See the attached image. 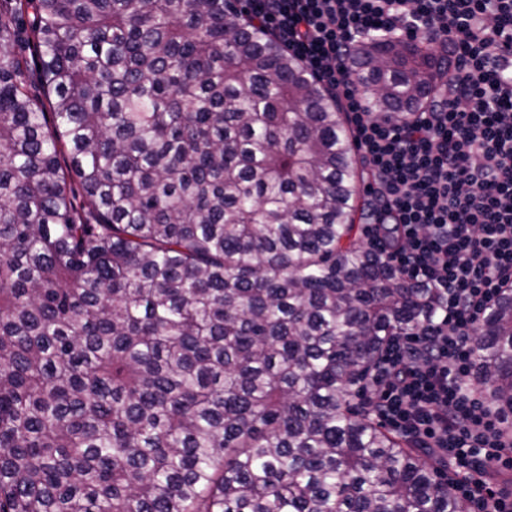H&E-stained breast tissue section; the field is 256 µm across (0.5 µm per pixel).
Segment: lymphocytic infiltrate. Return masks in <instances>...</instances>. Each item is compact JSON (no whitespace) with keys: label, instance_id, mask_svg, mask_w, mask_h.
<instances>
[{"label":"lymphocytic infiltrate","instance_id":"lymphocytic-infiltrate-1","mask_svg":"<svg viewBox=\"0 0 512 512\" xmlns=\"http://www.w3.org/2000/svg\"><path fill=\"white\" fill-rule=\"evenodd\" d=\"M245 13L341 98L370 181L368 247L434 291L420 329L393 339L365 386L378 421L435 449L478 512H512L480 478L502 422L470 385L476 327L512 286V0H245ZM430 35L452 58L425 106L371 112L347 65L361 42Z\"/></svg>","mask_w":512,"mask_h":512}]
</instances>
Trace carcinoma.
Wrapping results in <instances>:
<instances>
[{"mask_svg":"<svg viewBox=\"0 0 512 512\" xmlns=\"http://www.w3.org/2000/svg\"><path fill=\"white\" fill-rule=\"evenodd\" d=\"M351 69L380 115L444 77L426 38ZM363 180L338 100L230 0H8L0 512H468L354 403L435 300L356 237ZM473 347L511 419L512 288Z\"/></svg>","mask_w":512,"mask_h":512,"instance_id":"1","label":"carcinoma"}]
</instances>
